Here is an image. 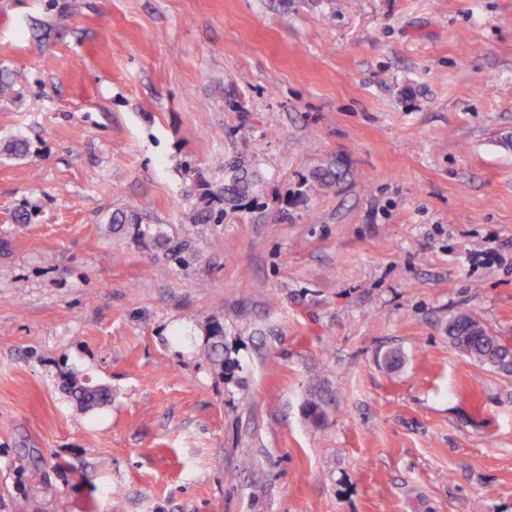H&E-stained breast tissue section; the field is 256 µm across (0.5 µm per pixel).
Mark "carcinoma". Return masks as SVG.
<instances>
[{
	"label": "carcinoma",
	"instance_id": "obj_1",
	"mask_svg": "<svg viewBox=\"0 0 512 512\" xmlns=\"http://www.w3.org/2000/svg\"><path fill=\"white\" fill-rule=\"evenodd\" d=\"M224 169V184L213 188L206 181L195 180L189 185L190 193L197 196L201 207L193 209L187 217L190 224H221L227 209H237L246 200H256L262 191V177L249 164L238 161L226 164L216 161ZM341 178L336 166L329 164L312 172L309 189L330 187ZM115 235H125L136 242L150 241L164 247L175 263L187 266L193 260L188 244L171 240L162 224H148L140 211L116 210L108 219ZM207 346L204 355L221 369L230 363L224 351V326L214 322L207 329ZM448 341L459 354L484 366L509 372L512 370V348L493 336L476 319L459 313L448 320ZM66 386L72 398L85 409H94L111 402L112 391L104 385L90 386L77 373H68Z\"/></svg>",
	"mask_w": 512,
	"mask_h": 512
}]
</instances>
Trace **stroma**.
Listing matches in <instances>:
<instances>
[{
  "label": "stroma",
  "mask_w": 512,
  "mask_h": 512,
  "mask_svg": "<svg viewBox=\"0 0 512 512\" xmlns=\"http://www.w3.org/2000/svg\"><path fill=\"white\" fill-rule=\"evenodd\" d=\"M1 68L0 512H512V373L446 334L512 345V0H0ZM217 156L265 191L185 223ZM141 211L116 210L108 219V224L115 235L129 236L136 242L150 241L164 247L175 263L187 266L193 260L186 242L171 240L163 224H148ZM448 341L459 354L483 366L506 372L512 370V348L466 313L448 320ZM207 346L204 348V355L214 366L224 370L230 363L228 352H224V326L219 322H214L207 329ZM66 386L72 398L85 409L107 405L112 400V391L104 385L90 386L77 373L69 372Z\"/></svg>",
  "instance_id": "obj_1"
}]
</instances>
